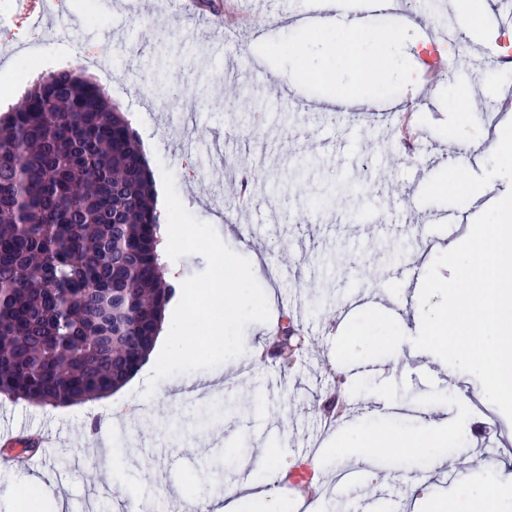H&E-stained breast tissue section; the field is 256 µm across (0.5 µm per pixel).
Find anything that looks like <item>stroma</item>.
I'll list each match as a JSON object with an SVG mask.
<instances>
[{
    "instance_id": "obj_1",
    "label": "stroma",
    "mask_w": 512,
    "mask_h": 512,
    "mask_svg": "<svg viewBox=\"0 0 512 512\" xmlns=\"http://www.w3.org/2000/svg\"><path fill=\"white\" fill-rule=\"evenodd\" d=\"M313 0H267L256 18L259 45L236 43L221 33L214 17L183 16L176 0H0V116L22 101L40 75L76 69L102 85L120 105L140 143L151 144L154 186L164 171L174 176L185 208L211 224L235 253L260 265L257 278L268 298L270 318L249 324L246 341L261 343L257 357L233 358L216 368L234 373L235 395L210 389L196 396L156 388L144 398V382L113 392L109 403L94 399L72 406H38L6 401L0 430L58 433L43 465L0 473V512H87L95 498L108 512H129L121 493L135 489L142 512H166L167 505L224 492L226 475L265 447L270 457L301 459L318 443L320 472L345 469L333 454L339 429L324 427L315 407L326 394L333 370H340L350 404L348 422L369 430H414L425 409L439 404L449 418L479 416L497 437L495 459L512 463V407L477 406L481 373L467 385L471 400L461 409L441 361L406 360L390 350L352 351L338 357L339 323H359L372 333L383 321L374 310L386 294L405 287L406 265L441 272L449 265L443 246L465 239L471 225L499 221L501 201L512 197L507 163L497 153L470 165L454 153L462 130H479L482 113L497 109L498 67L485 87L470 84L468 68H447L426 80L422 64L432 50L423 36L437 17L427 7L403 8L369 20L375 42V72L362 78L341 53L321 54L309 44L310 28L300 24ZM65 37L49 30L57 21ZM400 28L403 39L383 44V32ZM233 64L237 78L227 79ZM416 73L406 87L402 73ZM399 106L425 93L413 113L419 138L415 155L399 146L400 116L385 111L386 93ZM363 99L368 111L328 115L345 100ZM369 159V175L357 172ZM249 167L254 188L234 186ZM487 185L476 201L458 195L466 169ZM452 211L460 223L421 229L427 216ZM294 317L305 334L303 361L283 369L269 354L282 315ZM141 410L135 426L115 428L108 408ZM135 440L140 453L124 470L122 486L106 484L89 440ZM476 449H454L445 474L430 479L414 496L404 495L399 478L406 457L381 453L364 488L339 483L331 495L306 497L280 484L271 493L286 512L310 502L312 512H387L399 501L402 512H428L431 501L480 486Z\"/></svg>"
}]
</instances>
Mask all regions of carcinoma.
I'll return each mask as SVG.
<instances>
[{"label": "carcinoma", "instance_id": "obj_1", "mask_svg": "<svg viewBox=\"0 0 512 512\" xmlns=\"http://www.w3.org/2000/svg\"><path fill=\"white\" fill-rule=\"evenodd\" d=\"M134 130L103 87L61 70L0 119V395L77 404L144 363L174 285ZM299 350L300 331L279 327Z\"/></svg>", "mask_w": 512, "mask_h": 512}]
</instances>
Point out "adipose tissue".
Masks as SVG:
<instances>
[{
  "label": "adipose tissue",
  "instance_id": "obj_1",
  "mask_svg": "<svg viewBox=\"0 0 512 512\" xmlns=\"http://www.w3.org/2000/svg\"><path fill=\"white\" fill-rule=\"evenodd\" d=\"M321 30H342L349 41L347 61L357 71L363 70L369 58L363 37L364 26L357 17H327ZM453 257L454 287L445 289L441 301L427 298L426 280H418L413 290H401L392 298L399 316L389 317L384 334L370 337L359 329L344 336L345 345L367 349L391 348L398 353L418 358L440 349L455 357L453 377L455 393L465 398L468 377L475 372L484 377L481 398L488 404L512 403V221L476 225L468 242H452L447 246ZM468 290H459L460 282ZM466 418H427L418 432L368 433L357 427L347 428L338 441L337 457H352L369 462L373 453L385 449L398 454L436 457L444 441L468 433ZM269 463L267 452L243 460L241 471L246 477L227 485L223 496L190 501L185 512H228L232 497L254 499L262 503L264 512H281L277 500L267 496L255 479L258 471ZM512 493V469L505 464L485 465L482 494L478 508L462 505L457 512H497L499 502Z\"/></svg>",
  "mask_w": 512,
  "mask_h": 512
}]
</instances>
